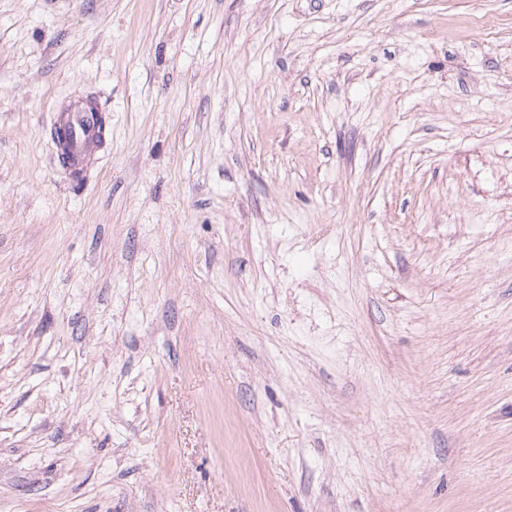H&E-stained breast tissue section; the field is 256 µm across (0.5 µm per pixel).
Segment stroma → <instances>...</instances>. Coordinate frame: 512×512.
Wrapping results in <instances>:
<instances>
[{
    "label": "stroma",
    "instance_id": "1",
    "mask_svg": "<svg viewBox=\"0 0 512 512\" xmlns=\"http://www.w3.org/2000/svg\"><path fill=\"white\" fill-rule=\"evenodd\" d=\"M0 512H512V0H0ZM95 107L77 106L68 112L59 114L54 123V129L62 127L66 133H70L67 150L61 151L57 156L58 163L66 168L77 159H83L87 152L98 143V124ZM60 130V143L66 141L65 132ZM66 164L63 166V164Z\"/></svg>",
    "mask_w": 512,
    "mask_h": 512
}]
</instances>
